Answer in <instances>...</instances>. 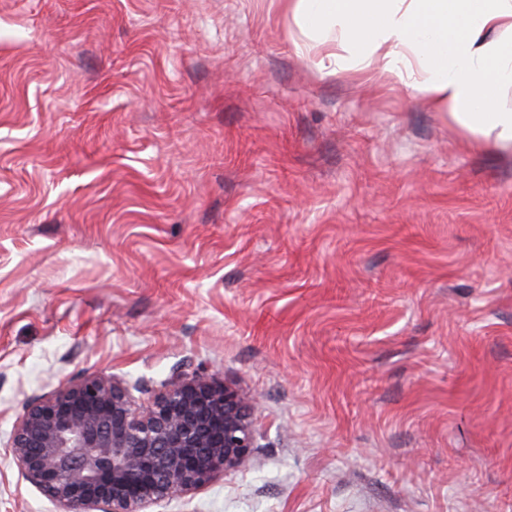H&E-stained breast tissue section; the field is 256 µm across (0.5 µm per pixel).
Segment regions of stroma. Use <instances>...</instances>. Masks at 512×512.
Listing matches in <instances>:
<instances>
[{
	"instance_id": "1",
	"label": "stroma",
	"mask_w": 512,
	"mask_h": 512,
	"mask_svg": "<svg viewBox=\"0 0 512 512\" xmlns=\"http://www.w3.org/2000/svg\"><path fill=\"white\" fill-rule=\"evenodd\" d=\"M279 0H0L8 441L87 374L258 401L237 471L146 512H512V150Z\"/></svg>"
}]
</instances>
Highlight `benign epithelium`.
<instances>
[{
	"label": "benign epithelium",
	"instance_id": "1",
	"mask_svg": "<svg viewBox=\"0 0 512 512\" xmlns=\"http://www.w3.org/2000/svg\"><path fill=\"white\" fill-rule=\"evenodd\" d=\"M128 384L86 375L29 402L8 448L62 512H144L244 466L256 401L205 368L163 383L145 404Z\"/></svg>",
	"mask_w": 512,
	"mask_h": 512
}]
</instances>
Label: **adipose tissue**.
Returning <instances> with one entry per match:
<instances>
[{
	"mask_svg": "<svg viewBox=\"0 0 512 512\" xmlns=\"http://www.w3.org/2000/svg\"><path fill=\"white\" fill-rule=\"evenodd\" d=\"M304 34L324 33L321 59L349 52L358 71H382L447 112L463 134L512 149V108L494 106L512 86V0H283Z\"/></svg>",
	"mask_w": 512,
	"mask_h": 512,
	"instance_id": "obj_1",
	"label": "adipose tissue"
}]
</instances>
